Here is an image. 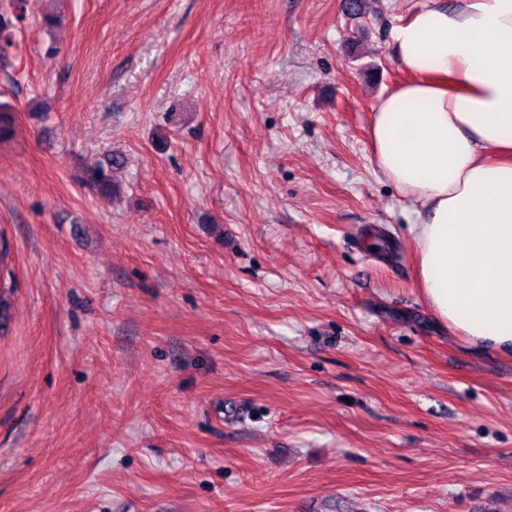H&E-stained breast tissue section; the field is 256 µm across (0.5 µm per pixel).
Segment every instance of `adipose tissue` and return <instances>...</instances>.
<instances>
[{
    "mask_svg": "<svg viewBox=\"0 0 512 512\" xmlns=\"http://www.w3.org/2000/svg\"><path fill=\"white\" fill-rule=\"evenodd\" d=\"M392 40L409 78L370 138L417 215L422 292L471 350L512 355V0H430Z\"/></svg>",
    "mask_w": 512,
    "mask_h": 512,
    "instance_id": "obj_1",
    "label": "adipose tissue"
}]
</instances>
